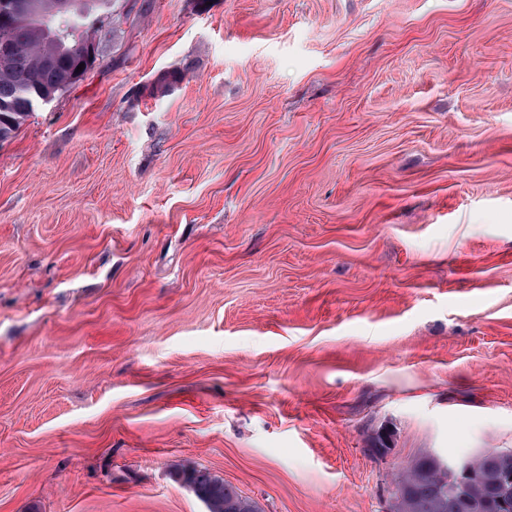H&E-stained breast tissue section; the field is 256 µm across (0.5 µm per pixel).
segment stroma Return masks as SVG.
Instances as JSON below:
<instances>
[{
	"label": "stroma",
	"mask_w": 512,
	"mask_h": 512,
	"mask_svg": "<svg viewBox=\"0 0 512 512\" xmlns=\"http://www.w3.org/2000/svg\"><path fill=\"white\" fill-rule=\"evenodd\" d=\"M150 4L0 142V512H206L186 462L389 512L512 449V0Z\"/></svg>",
	"instance_id": "obj_1"
}]
</instances>
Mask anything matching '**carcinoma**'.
<instances>
[{
  "mask_svg": "<svg viewBox=\"0 0 512 512\" xmlns=\"http://www.w3.org/2000/svg\"><path fill=\"white\" fill-rule=\"evenodd\" d=\"M30 8L6 23L14 51L0 60V141L11 136L45 96H56L79 81L97 60L103 16L85 23L90 7L109 0H67L70 13L59 15L61 0H29ZM82 71H76L79 64ZM465 462L468 475L443 470L444 457L425 453L395 477L391 512H512V450H487ZM178 476L205 504L207 512H263L259 504L205 468L185 465ZM470 510H464V501Z\"/></svg>",
  "mask_w": 512,
  "mask_h": 512,
  "instance_id": "obj_1",
  "label": "carcinoma"
}]
</instances>
